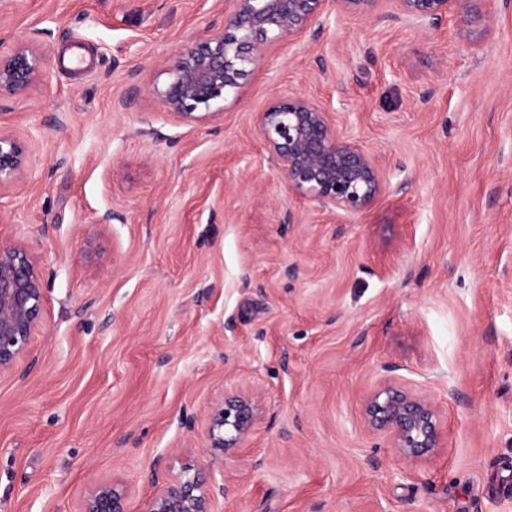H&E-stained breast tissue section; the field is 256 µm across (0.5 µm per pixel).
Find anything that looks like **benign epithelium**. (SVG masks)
Wrapping results in <instances>:
<instances>
[{"mask_svg": "<svg viewBox=\"0 0 512 512\" xmlns=\"http://www.w3.org/2000/svg\"><path fill=\"white\" fill-rule=\"evenodd\" d=\"M224 22L159 61L168 83L160 95L170 113L202 121L212 108L240 88L241 80L277 42L301 38L333 13L377 18L381 0H231ZM402 15L428 26L449 13H466L473 0H395ZM40 76V56L21 42L0 58V97H21ZM257 132L269 158L284 173L288 190L334 216L366 212L386 189L371 153L344 136L330 112L304 95L273 101L257 114ZM25 145L0 130V189L17 184L26 167ZM45 281L41 258L22 243L0 241V378H25L33 336L43 328ZM262 407L249 392L235 390L210 407L205 418L212 461L243 451ZM364 426L382 435L398 459L413 462L441 447L440 410L425 394L396 379L371 392ZM191 468L159 482L158 465L148 480L158 487L141 512H216L224 485L203 482ZM126 492L110 482L93 486L79 512H125Z\"/></svg>", "mask_w": 512, "mask_h": 512, "instance_id": "benign-epithelium-1", "label": "benign epithelium"}]
</instances>
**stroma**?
<instances>
[{"label":"stroma","instance_id":"stroma-1","mask_svg":"<svg viewBox=\"0 0 512 512\" xmlns=\"http://www.w3.org/2000/svg\"><path fill=\"white\" fill-rule=\"evenodd\" d=\"M379 13L273 45L188 123L156 61L224 0H0V55L42 53L0 98L27 150L0 240L46 284L35 364L0 379V512H77L104 481L139 512L158 460L211 470L218 512H512V0L435 27ZM288 94L373 155L364 214L316 211L269 161L256 115ZM393 376L441 409L429 458L364 427ZM235 389L264 413L213 469L204 418ZM40 76V56L31 43L21 42L0 57V97H21Z\"/></svg>","mask_w":512,"mask_h":512}]
</instances>
